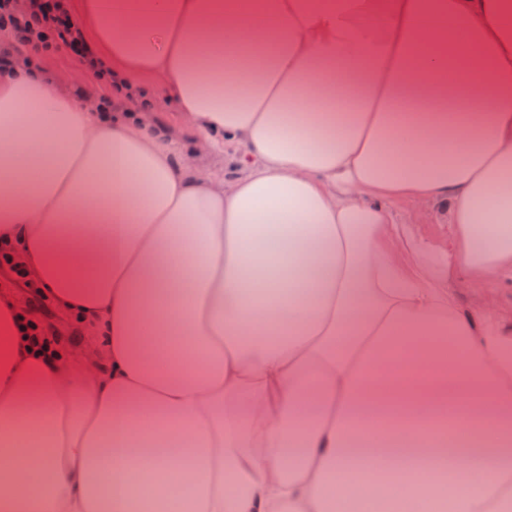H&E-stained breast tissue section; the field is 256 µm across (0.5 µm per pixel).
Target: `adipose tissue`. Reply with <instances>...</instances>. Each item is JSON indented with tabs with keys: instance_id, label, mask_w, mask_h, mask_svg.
<instances>
[{
	"instance_id": "obj_1",
	"label": "adipose tissue",
	"mask_w": 512,
	"mask_h": 512,
	"mask_svg": "<svg viewBox=\"0 0 512 512\" xmlns=\"http://www.w3.org/2000/svg\"><path fill=\"white\" fill-rule=\"evenodd\" d=\"M70 8L224 171L139 96L0 77V252L101 336L0 290V512H346L359 469L512 512V0ZM189 132L182 131L181 139L177 141L175 145L176 151L181 154L184 159L192 160V162L196 163L202 170L208 171L213 169H219L223 171L224 169V158L218 154H208L205 156H191L188 153V150L185 148V138L188 136ZM31 306L35 309L36 315L44 318V310L48 309L50 313H52L53 318L51 321L54 323L56 327V335L59 338L61 345H67L69 339L73 335H77L79 340L87 346H94L96 342V337L89 330L80 326L77 333H74L75 327L65 318L61 317L49 304L43 303L38 299H32Z\"/></svg>"
}]
</instances>
